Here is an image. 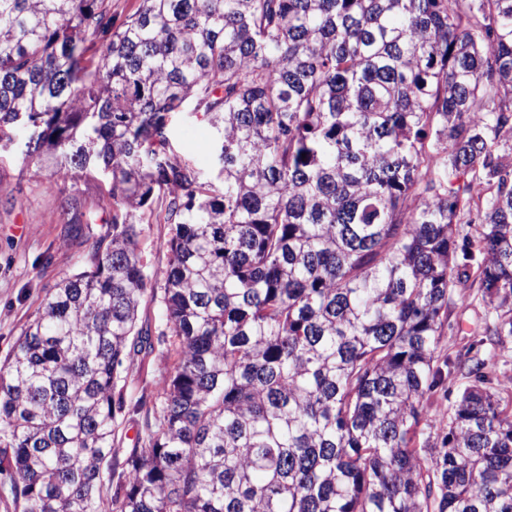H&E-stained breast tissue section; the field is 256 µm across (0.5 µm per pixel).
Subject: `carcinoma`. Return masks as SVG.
Masks as SVG:
<instances>
[{
    "mask_svg": "<svg viewBox=\"0 0 512 512\" xmlns=\"http://www.w3.org/2000/svg\"><path fill=\"white\" fill-rule=\"evenodd\" d=\"M181 112L216 176L171 149ZM19 130L83 270L0 363L18 512H512L481 353L512 344V0H140L119 24L112 0H0V148ZM74 170L107 175L99 208ZM139 224L171 225L175 362L106 499L119 368L152 348ZM473 274L495 316L444 358Z\"/></svg>",
    "mask_w": 512,
    "mask_h": 512,
    "instance_id": "carcinoma-1",
    "label": "carcinoma"
}]
</instances>
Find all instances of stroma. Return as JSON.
Returning <instances> with one entry per match:
<instances>
[{
    "label": "stroma",
    "instance_id": "stroma-1",
    "mask_svg": "<svg viewBox=\"0 0 512 512\" xmlns=\"http://www.w3.org/2000/svg\"><path fill=\"white\" fill-rule=\"evenodd\" d=\"M215 138L211 126L189 114L171 122L174 150L206 176L218 168L216 152L207 150ZM52 166L35 152L25 133L0 149V359L5 358L23 327L43 301L47 288L78 268L77 251L64 225L55 220L64 204L58 191L48 189ZM139 250L154 274L155 288H163L168 264L166 224L139 227ZM465 298L448 310L450 330L441 338L443 353L456 354L481 339L492 309L481 300L479 286L465 289ZM172 336L155 342L148 356L125 361L121 382L126 406L119 417V454L114 469H121L128 448L139 446L145 424L158 402L174 363Z\"/></svg>",
    "mask_w": 512,
    "mask_h": 512
}]
</instances>
